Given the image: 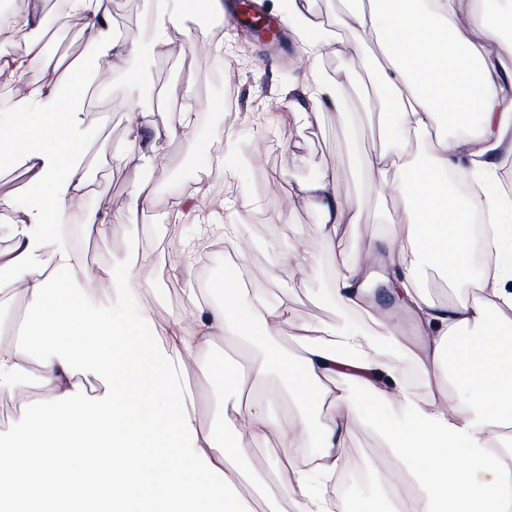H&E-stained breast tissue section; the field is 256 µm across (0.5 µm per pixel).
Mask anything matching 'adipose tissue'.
<instances>
[{
	"label": "adipose tissue",
	"mask_w": 512,
	"mask_h": 512,
	"mask_svg": "<svg viewBox=\"0 0 512 512\" xmlns=\"http://www.w3.org/2000/svg\"><path fill=\"white\" fill-rule=\"evenodd\" d=\"M86 33L84 55L59 67L29 31L43 0H13L11 27L27 46L23 55H0V70L27 76L26 92L0 115V166L23 158L30 203L0 197V228L15 245L0 252V270L28 297L22 316L0 318V396L19 399L15 425L0 430V512H345L335 498L343 439L364 418L387 433L411 483V502L394 499L391 512H512V261L485 273L478 296L444 305L423 294L422 268L443 272L450 283L470 280L474 212L492 223L512 221V196L500 189L493 155H512V82L499 78L512 62V0H351L333 25L315 21L308 0H274L283 21L302 42L309 61L333 38L334 27H353L377 41L384 60L375 90L387 104L382 145L365 163L372 179L397 172L405 200L399 218L407 245H388L386 263L396 268L405 305L413 314L419 350L413 356L429 384L425 398L408 389L399 366L380 349L398 345L394 325L374 320L369 338L340 327L331 342H309L297 357L276 343L287 303L269 304L262 293L235 279L219 281L223 302L204 305L187 289L188 306L172 325L168 347L149 341L145 314L115 318L113 291H128L127 272L106 268L79 281L81 256L66 247L41 259L47 227L83 202L91 179L86 156L95 137L84 101L100 60L127 61L136 42H126L111 22L112 0H73ZM155 37L167 42L196 13V0H145ZM481 30L475 38L473 30ZM55 80H45L47 72ZM475 125L472 136L448 140L444 126ZM131 145L120 159L132 173L157 158L156 141L173 130L144 121L132 124ZM423 145V159L410 158L409 137ZM470 174L477 184L458 198L449 170ZM297 194L315 208L322 239L340 224L359 222L358 203L337 200L334 170L299 184ZM369 274L363 263L340 264L331 273L338 302L360 307ZM76 279V278H75ZM231 334L255 348L251 369L228 362L224 388L239 395L226 416L223 441L198 424L196 395L183 382L187 360L210 373L206 355L215 337ZM38 367L42 398L21 396V379ZM94 383L84 396L75 382ZM277 378L300 411L292 424L268 417L242 395ZM349 388L337 390V380ZM462 390L453 399L449 387ZM397 404L400 415L386 412ZM325 426L312 417L323 408ZM276 438V469L287 484L269 488L242 469L248 449ZM319 446L314 467L296 466L295 450Z\"/></svg>",
	"instance_id": "obj_1"
}]
</instances>
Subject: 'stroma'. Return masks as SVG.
Returning a JSON list of instances; mask_svg holds the SVG:
<instances>
[{"label": "stroma", "mask_w": 512, "mask_h": 512, "mask_svg": "<svg viewBox=\"0 0 512 512\" xmlns=\"http://www.w3.org/2000/svg\"><path fill=\"white\" fill-rule=\"evenodd\" d=\"M112 9L123 13L126 35L138 40L142 53L133 61L136 82L116 70L101 84L99 100L90 104L89 120L98 135L88 156L93 189L84 209L107 207L111 222L81 229L84 273L128 270L134 291L127 311L146 312L151 322L165 326L184 310L186 289L207 290L226 273L236 272L238 264L224 239V227L231 224L238 238L250 243L243 264L251 281L270 302L284 300L291 309L280 337L289 353L299 354L302 343L328 339L341 324L371 329L375 316L397 324L405 344L417 347L418 332L403 307L374 292L363 301L367 316H358L341 306L328 280L332 267L364 257L370 260V272L386 273L383 260L375 256L387 231L378 217L402 208L396 185L379 186L353 162L381 143L382 106L374 96L373 74L364 68L366 60H381L379 46L362 33L343 29L338 42L321 48L317 67L340 76L338 94L345 108H322L310 120L306 114L313 104L305 92L309 73L298 64L303 51L293 34L274 44L245 39L240 25L225 27L224 55L233 59L234 69L224 78L191 50L206 40L213 21L188 22L168 44L159 45L151 38L152 22L142 0H112ZM347 43L352 46L348 52L343 49ZM189 105L197 118L190 133L178 128ZM133 112L149 113L155 123L174 126L177 133L159 142L166 162L144 173L158 194L132 223L127 216L132 177L117 159L130 146ZM216 128L223 129V137L213 136ZM326 168L336 171L339 200H357L362 207L360 224L339 225L328 242L317 233L319 213L294 193L297 185ZM189 196L197 203V216L177 214L176 202ZM295 239L314 257V266L289 258L288 243ZM480 277V271H473L470 282L454 286L427 268L419 281L433 301L451 304L473 297ZM185 381L197 394L198 422L223 438L224 416L213 406L224 392L222 379L191 370ZM341 457L356 468L338 484L347 512H386L388 502L372 477L380 472L390 480L399 472L377 423L364 419L346 435Z\"/></svg>", "instance_id": "obj_1"}]
</instances>
